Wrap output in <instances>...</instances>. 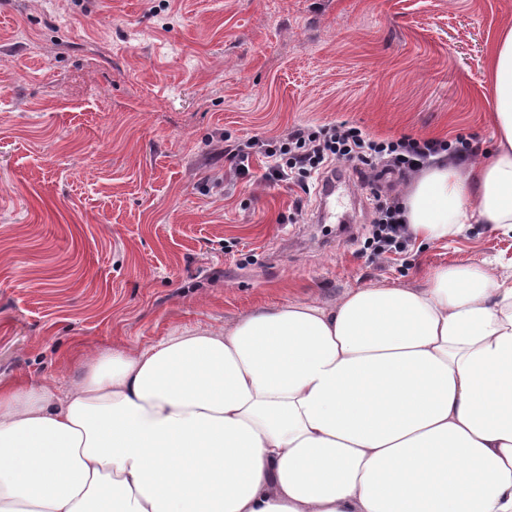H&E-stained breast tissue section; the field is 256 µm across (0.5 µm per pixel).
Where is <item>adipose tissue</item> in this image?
<instances>
[{
	"label": "adipose tissue",
	"instance_id": "obj_1",
	"mask_svg": "<svg viewBox=\"0 0 512 512\" xmlns=\"http://www.w3.org/2000/svg\"><path fill=\"white\" fill-rule=\"evenodd\" d=\"M495 150L418 172L412 235L512 233V27ZM0 382V512H512V276L443 265Z\"/></svg>",
	"mask_w": 512,
	"mask_h": 512
}]
</instances>
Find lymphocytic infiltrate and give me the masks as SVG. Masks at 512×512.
I'll use <instances>...</instances> for the list:
<instances>
[{
  "label": "lymphocytic infiltrate",
  "instance_id": "lymphocytic-infiltrate-1",
  "mask_svg": "<svg viewBox=\"0 0 512 512\" xmlns=\"http://www.w3.org/2000/svg\"><path fill=\"white\" fill-rule=\"evenodd\" d=\"M478 149L472 140L456 137L379 139L361 128L341 121L327 125H304L289 129L284 135L266 139L254 137L224 148V157L235 178L250 174L252 156L270 158L264 179L270 183L287 182L311 191L313 175L325 173L332 165H345L361 174L370 190L374 213L366 246L375 256L403 251L410 237L403 223V208L397 198L385 190L386 176L407 178L431 158L448 155L462 159Z\"/></svg>",
  "mask_w": 512,
  "mask_h": 512
}]
</instances>
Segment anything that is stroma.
<instances>
[{
    "label": "stroma",
    "mask_w": 512,
    "mask_h": 512,
    "mask_svg": "<svg viewBox=\"0 0 512 512\" xmlns=\"http://www.w3.org/2000/svg\"><path fill=\"white\" fill-rule=\"evenodd\" d=\"M512 0H0V380L66 388L77 344L149 346L440 265L512 274L469 224L376 258L360 177L233 181L225 140L349 121L493 150L487 49ZM303 209H295L296 198Z\"/></svg>",
    "instance_id": "stroma-1"
}]
</instances>
